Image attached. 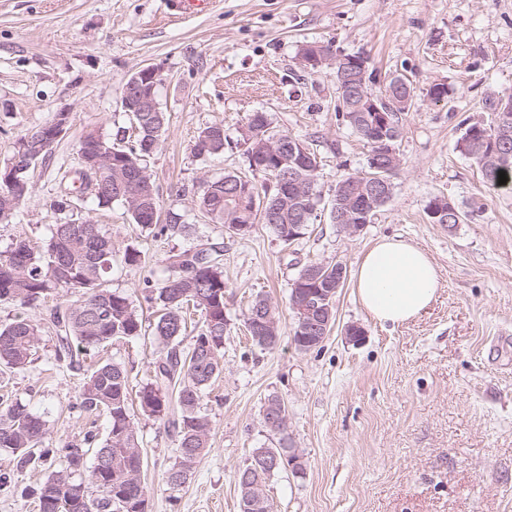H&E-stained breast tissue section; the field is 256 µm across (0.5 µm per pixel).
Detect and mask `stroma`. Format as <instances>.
<instances>
[{
    "label": "stroma",
    "mask_w": 512,
    "mask_h": 512,
    "mask_svg": "<svg viewBox=\"0 0 512 512\" xmlns=\"http://www.w3.org/2000/svg\"><path fill=\"white\" fill-rule=\"evenodd\" d=\"M308 42L366 57L373 92L396 77L414 87L393 195L353 236L332 224L330 201L343 175L365 170L367 148L336 116L332 68H304L297 52ZM145 66L164 78L157 97L167 115L148 169L164 210L197 225L191 238L136 232L122 202L101 207L79 191L78 143L87 130L121 148L133 141L120 97ZM435 83L451 88L448 99L429 97ZM510 92L512 0H209L199 13L178 11L171 0H0V165L28 130L69 114L47 159L29 174L27 199L0 223V251L20 236L43 249L53 225L89 220L112 237L108 287L132 293L144 276L163 279L169 250L224 248L223 371L201 402L210 446L183 486L165 479L174 433L131 410L147 512H240L238 468L253 449L277 445L262 420L271 396L288 409V436L302 464L299 473L266 481L271 512H512V190L491 189L456 148L467 125L489 122L486 98ZM252 112L267 113L270 134H290L318 157V218L311 234L289 245L262 225L228 237L195 207L206 182L247 172L237 139ZM216 123L226 136L223 155L197 156L199 131ZM65 193L73 207L61 213L51 203ZM438 196L470 219L432 223L426 207ZM387 235L437 263L442 280L432 305L408 324L382 326L344 284L321 348L297 351L288 299L301 266L339 263L354 272ZM130 245L144 268L126 267ZM259 295L281 312L282 335L270 349L253 346L244 325ZM73 300L61 291L28 306L0 301V324L22 315L40 328L26 367L0 366V403L21 401L47 420V448L108 434L105 414L77 406L84 370L119 364L137 390L158 358L145 334L80 354L79 368H71L58 356L53 316ZM350 324L364 328L361 341L347 338ZM17 461L0 451V475L10 479L0 512H39L36 489L65 461L54 456L25 469Z\"/></svg>",
    "instance_id": "stroma-1"
}]
</instances>
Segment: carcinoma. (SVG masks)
I'll list each match as a JSON object with an SVG mask.
<instances>
[{"label": "carcinoma", "mask_w": 512, "mask_h": 512, "mask_svg": "<svg viewBox=\"0 0 512 512\" xmlns=\"http://www.w3.org/2000/svg\"><path fill=\"white\" fill-rule=\"evenodd\" d=\"M367 62L360 55L341 54L335 58L333 73L342 77L336 82V115L369 148L365 174H347L336 183V190L346 189L354 199L358 217L370 220L384 203H376L372 195V175L391 178L385 171L372 170L380 161L379 139L386 135L398 139L402 130V116L414 106V88L409 80H391L380 98L387 103L390 127L380 133L364 120L370 115L366 107L371 93L370 73L360 69L356 62ZM485 109L491 112L488 124L476 127L469 125L457 141L459 151L474 159L483 178L493 186H499L500 172H505L507 182L512 184V120L508 130L502 129L501 114L512 115V94H502L485 100ZM138 132L134 145L127 149L111 146L98 131L84 134L78 145L82 163L89 167L104 168L105 158L112 157V186L95 194L100 206L113 202L112 190L122 187L132 201L120 198L127 207L132 221L139 227L161 238L167 234L187 233L192 224L181 222V216L173 214L161 223V206L156 191L148 188L144 181H126L127 165L140 153L141 142L150 132L160 130L165 124L163 112H141L132 117ZM269 118L265 112L249 114L242 128L258 127L266 133V140L273 138L290 144L295 138L288 134L273 136L268 133ZM224 126L213 124L200 131L194 145L199 156H212L224 152V137L220 130ZM100 144L103 150L92 152L87 146ZM18 150L26 153L38 151L45 158L49 149L43 148L36 133H26L19 142ZM275 159L269 167L251 170L249 175L227 174L207 183L198 198V208L211 221L224 225L231 236H245L246 232L233 229L235 224H245L253 229L264 224L276 236L288 235V227L299 224L305 235L317 219V207L321 192L313 187L300 194L288 190V200L280 195L283 189L274 180ZM29 192V172L18 174L8 182H0V208L12 216L19 201ZM80 225L69 221L53 225L51 236L42 251H36L28 241L20 239L0 251V299H10L27 305L52 290L59 288L76 292L80 300L62 311L54 313L58 328V340L69 346L77 341L83 348L103 347L109 342L138 336L143 323L137 310L138 295L120 292L105 287L104 279L112 269V237L103 233L97 224L88 225L89 232L78 231ZM168 276L160 286L144 278L141 294L147 301L159 302L160 314L154 326L153 336L161 346L160 355L154 364L150 382L139 390L141 410L160 419L177 438L176 456L168 472H173L186 460L190 452L198 460L208 448L210 425L201 414L199 405L205 390L222 372L218 351L224 342L226 319L224 316V271L223 251L215 247L204 249L189 247L172 251L165 258ZM308 273V292L312 301L321 300V295L336 287V265H325L311 261L301 268L297 277ZM264 310L267 326L264 335L272 337L267 343L257 339L253 325L245 324L254 345L269 348L273 337L280 335V315L277 308L265 297L254 298L249 307V317L257 307ZM194 308L204 316L201 329L192 347H182L181 337L187 329L186 310ZM39 329L26 317L17 316L11 322L0 325V363L11 368L24 367L29 363L38 342ZM129 374L126 369L105 361L95 365L85 377L79 393V408L90 414L105 412L110 418V430L105 442L95 445L91 433L75 444H68L58 452L65 459V467L53 474L40 487L39 503L50 504L62 494L66 484H85L86 500L74 506L72 512H115L113 493L128 482V466L142 456L138 436L130 418ZM48 433L47 422L36 416L21 403L8 404L0 409V449L16 448L20 466L44 462L49 449L41 447ZM112 452V469L103 476L91 473L90 479H76L85 467L84 457L89 451L99 453L106 449ZM270 473L264 470L257 458L252 456L249 464L238 470L235 480L240 488L241 512H264L266 505L253 489L256 483L265 482Z\"/></svg>", "instance_id": "1"}]
</instances>
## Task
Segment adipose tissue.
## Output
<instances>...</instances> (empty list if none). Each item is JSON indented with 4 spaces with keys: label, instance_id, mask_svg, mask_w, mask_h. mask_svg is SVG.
Masks as SVG:
<instances>
[{
    "label": "adipose tissue",
    "instance_id": "1",
    "mask_svg": "<svg viewBox=\"0 0 512 512\" xmlns=\"http://www.w3.org/2000/svg\"><path fill=\"white\" fill-rule=\"evenodd\" d=\"M440 271L422 248L385 237L361 257L354 275L357 298L378 324L402 325L417 319L435 300Z\"/></svg>",
    "mask_w": 512,
    "mask_h": 512
}]
</instances>
